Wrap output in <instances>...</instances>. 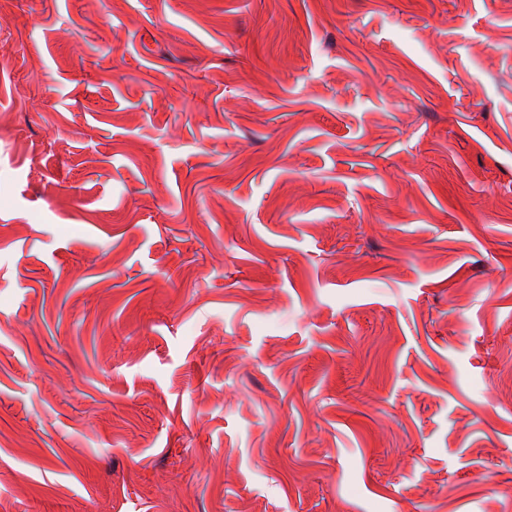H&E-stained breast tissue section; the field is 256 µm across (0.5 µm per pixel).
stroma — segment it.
I'll return each instance as SVG.
<instances>
[{"mask_svg": "<svg viewBox=\"0 0 512 512\" xmlns=\"http://www.w3.org/2000/svg\"><path fill=\"white\" fill-rule=\"evenodd\" d=\"M0 512H512V0H0Z\"/></svg>", "mask_w": 512, "mask_h": 512, "instance_id": "stroma-1", "label": "stroma"}]
</instances>
